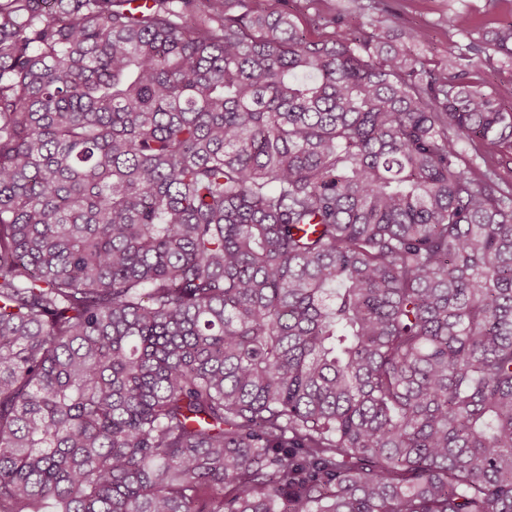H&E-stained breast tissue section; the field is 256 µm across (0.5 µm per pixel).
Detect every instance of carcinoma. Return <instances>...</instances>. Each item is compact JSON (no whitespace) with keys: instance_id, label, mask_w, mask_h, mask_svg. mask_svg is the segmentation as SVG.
Segmentation results:
<instances>
[{"instance_id":"carcinoma-1","label":"carcinoma","mask_w":512,"mask_h":512,"mask_svg":"<svg viewBox=\"0 0 512 512\" xmlns=\"http://www.w3.org/2000/svg\"><path fill=\"white\" fill-rule=\"evenodd\" d=\"M131 2L0 0V512H512V106ZM461 146L464 159L472 166L476 178H479L488 166H492L497 168L503 180L512 181V161H509L512 155L507 153V149L492 145L483 147L477 157L467 141H463Z\"/></svg>"}]
</instances>
